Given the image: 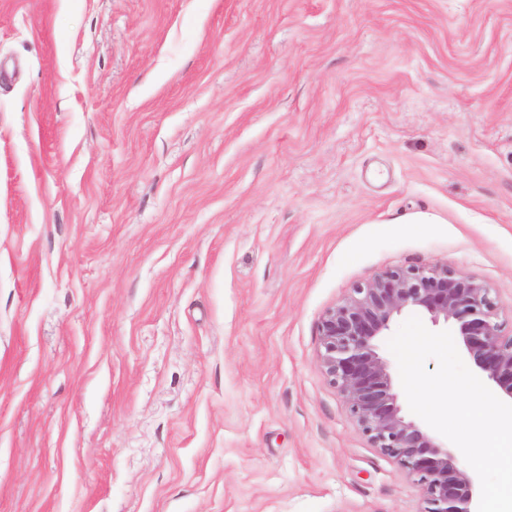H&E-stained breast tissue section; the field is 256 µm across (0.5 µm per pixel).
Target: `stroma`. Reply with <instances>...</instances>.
Masks as SVG:
<instances>
[{
  "label": "stroma",
  "mask_w": 512,
  "mask_h": 512,
  "mask_svg": "<svg viewBox=\"0 0 512 512\" xmlns=\"http://www.w3.org/2000/svg\"><path fill=\"white\" fill-rule=\"evenodd\" d=\"M434 263L512 325V0H0V512H422L318 325Z\"/></svg>",
  "instance_id": "stroma-1"
}]
</instances>
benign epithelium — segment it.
I'll use <instances>...</instances> for the list:
<instances>
[{
  "label": "benign epithelium",
  "instance_id": "1",
  "mask_svg": "<svg viewBox=\"0 0 512 512\" xmlns=\"http://www.w3.org/2000/svg\"><path fill=\"white\" fill-rule=\"evenodd\" d=\"M405 310L451 323L478 377L512 404V333H503L492 289L442 264L387 269L353 288L321 317L317 361L372 447L420 487L422 512H477L478 476L461 467L454 449L402 413L378 352L377 337Z\"/></svg>",
  "mask_w": 512,
  "mask_h": 512
}]
</instances>
